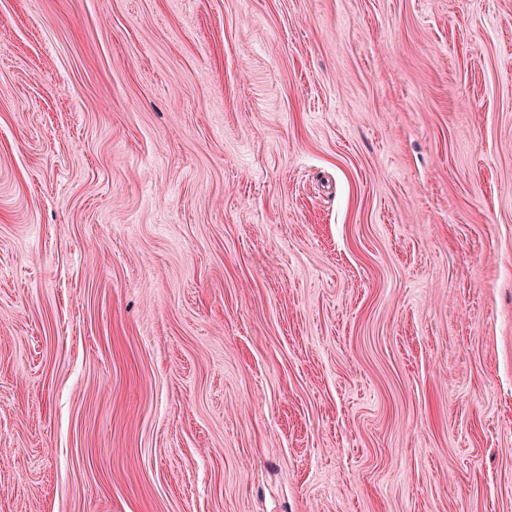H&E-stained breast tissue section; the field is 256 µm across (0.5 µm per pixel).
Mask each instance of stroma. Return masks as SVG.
<instances>
[{"mask_svg": "<svg viewBox=\"0 0 512 512\" xmlns=\"http://www.w3.org/2000/svg\"><path fill=\"white\" fill-rule=\"evenodd\" d=\"M0 512H512V0H0Z\"/></svg>", "mask_w": 512, "mask_h": 512, "instance_id": "obj_1", "label": "stroma"}]
</instances>
